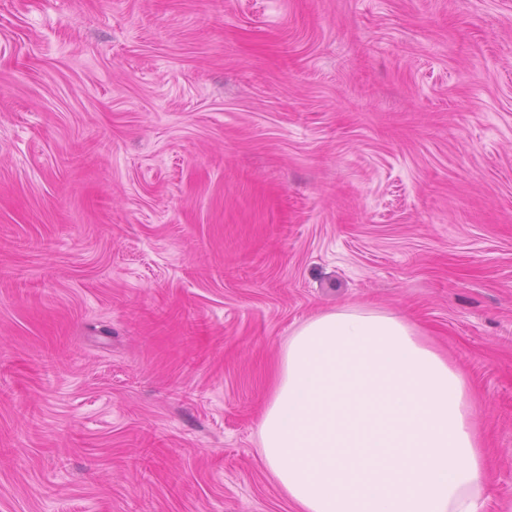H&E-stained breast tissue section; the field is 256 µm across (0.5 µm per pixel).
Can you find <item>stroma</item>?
<instances>
[{"instance_id": "35a3bbf8", "label": "stroma", "mask_w": 512, "mask_h": 512, "mask_svg": "<svg viewBox=\"0 0 512 512\" xmlns=\"http://www.w3.org/2000/svg\"><path fill=\"white\" fill-rule=\"evenodd\" d=\"M411 317L512 504V0H0V512H292V331Z\"/></svg>"}]
</instances>
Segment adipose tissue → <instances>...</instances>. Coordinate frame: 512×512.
Masks as SVG:
<instances>
[{
    "label": "adipose tissue",
    "mask_w": 512,
    "mask_h": 512,
    "mask_svg": "<svg viewBox=\"0 0 512 512\" xmlns=\"http://www.w3.org/2000/svg\"><path fill=\"white\" fill-rule=\"evenodd\" d=\"M259 444L293 512H485L466 375L408 318L348 306L284 345Z\"/></svg>",
    "instance_id": "ef3b65f1"
}]
</instances>
